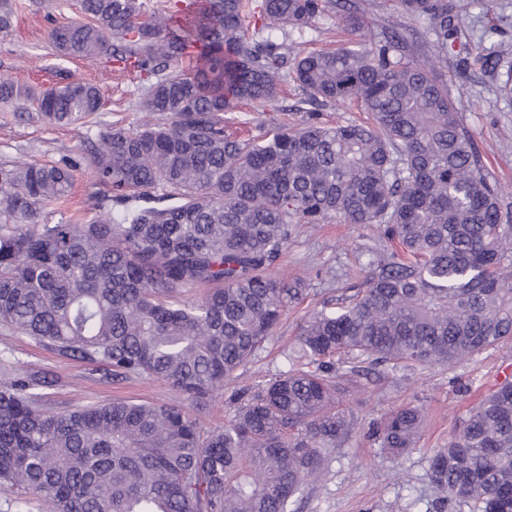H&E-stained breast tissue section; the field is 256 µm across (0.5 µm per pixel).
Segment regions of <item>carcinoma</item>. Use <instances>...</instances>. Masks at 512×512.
I'll list each match as a JSON object with an SVG mask.
<instances>
[{
  "label": "carcinoma",
  "instance_id": "1",
  "mask_svg": "<svg viewBox=\"0 0 512 512\" xmlns=\"http://www.w3.org/2000/svg\"><path fill=\"white\" fill-rule=\"evenodd\" d=\"M378 35L360 0H80L53 26L62 56H104L147 77V119L83 139L81 162L0 165V328L95 366L167 383L176 403L117 399L55 412L41 372L0 382V482L44 512H290L292 498L353 421L344 397L402 367H452L512 339V211L443 74L459 22L448 0H399ZM423 17L425 32L404 19ZM350 34L302 50L318 21ZM311 106L247 132L236 113L272 105L288 82ZM50 125L101 108L96 86L40 93L0 75V102ZM355 105L368 121L329 124ZM106 188L87 224L60 216L72 171ZM336 216L374 228L368 274L299 326L288 369L230 396L224 426L185 407L223 395L303 283L273 272L300 224ZM207 285L191 301L184 290ZM422 408L374 430L394 456ZM448 501L512 512V376L435 454Z\"/></svg>",
  "mask_w": 512,
  "mask_h": 512
}]
</instances>
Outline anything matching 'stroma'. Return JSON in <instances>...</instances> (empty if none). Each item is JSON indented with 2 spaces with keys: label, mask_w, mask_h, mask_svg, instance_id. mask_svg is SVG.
<instances>
[{
  "label": "stroma",
  "mask_w": 512,
  "mask_h": 512,
  "mask_svg": "<svg viewBox=\"0 0 512 512\" xmlns=\"http://www.w3.org/2000/svg\"><path fill=\"white\" fill-rule=\"evenodd\" d=\"M76 0H12L14 30L0 34V73L34 87L47 76L65 74L98 87L102 107L92 130L136 124L141 78L117 70L106 59L60 57L48 38V29L79 19ZM469 50L448 59L451 86H463L457 100L465 125L472 132L484 161L512 203V96L500 95L498 85L512 71V57L496 71L484 70L478 57L490 54L504 41L512 42V0H453ZM33 106L27 101L0 105V164L17 160L57 162L75 155L83 132L26 119ZM103 189L86 169L74 172V184L65 203L81 221L91 220ZM375 232L343 224L338 219L316 226L303 225L291 238L279 260L285 274L304 280L306 298L288 307L272 335L238 378L224 385V394L199 412L203 429L222 426L230 409L227 395L239 388L265 382L286 370L297 326L324 301L358 286L367 271L361 245ZM21 369L49 373L56 383L46 391L44 404L65 411L80 402L108 403L121 398L165 404L177 394L163 381L129 377L105 379L92 365L35 344L28 337L0 329V374ZM512 373V341L495 345L453 367L431 366L405 370L370 384L347 402L355 426L325 463L320 475L295 495L294 512H470L462 502L445 504V494L430 478L435 453L467 419L471 409L507 373ZM423 408L425 422L415 447L395 457L380 450L369 435L372 423L403 403Z\"/></svg>",
  "instance_id": "35a3bbf8"
}]
</instances>
